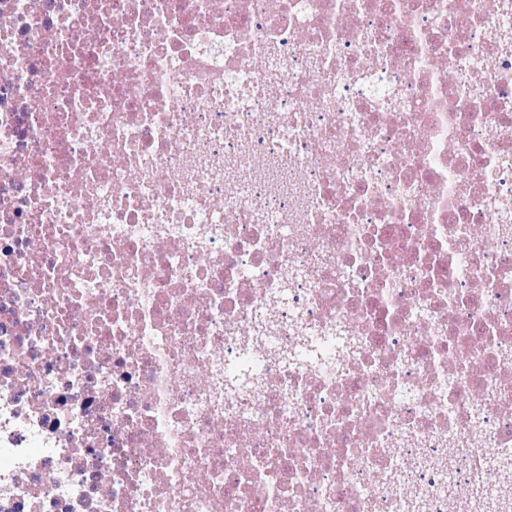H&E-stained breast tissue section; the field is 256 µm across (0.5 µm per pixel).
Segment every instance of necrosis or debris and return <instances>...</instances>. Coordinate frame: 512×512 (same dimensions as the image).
Here are the masks:
<instances>
[{"label":"necrosis or debris","mask_w":512,"mask_h":512,"mask_svg":"<svg viewBox=\"0 0 512 512\" xmlns=\"http://www.w3.org/2000/svg\"><path fill=\"white\" fill-rule=\"evenodd\" d=\"M0 512H512V0H0Z\"/></svg>","instance_id":"4bbe7bcc"}]
</instances>
